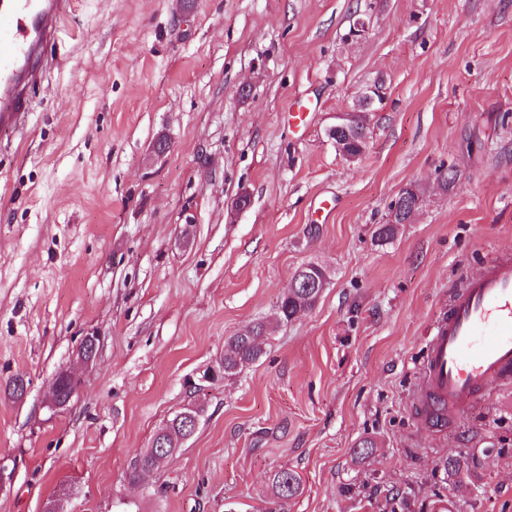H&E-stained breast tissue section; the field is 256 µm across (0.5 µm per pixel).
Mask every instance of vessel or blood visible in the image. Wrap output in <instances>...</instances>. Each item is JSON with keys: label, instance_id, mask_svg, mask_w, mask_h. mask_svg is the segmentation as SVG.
I'll use <instances>...</instances> for the list:
<instances>
[{"label": "vessel or blood", "instance_id": "b4317fda", "mask_svg": "<svg viewBox=\"0 0 512 512\" xmlns=\"http://www.w3.org/2000/svg\"><path fill=\"white\" fill-rule=\"evenodd\" d=\"M65 0H0V130L27 116ZM512 384V254H501L452 292L426 338L413 405L435 428L464 416L490 384Z\"/></svg>", "mask_w": 512, "mask_h": 512}]
</instances>
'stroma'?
I'll return each mask as SVG.
<instances>
[{
  "label": "stroma",
  "instance_id": "35a3bbf8",
  "mask_svg": "<svg viewBox=\"0 0 512 512\" xmlns=\"http://www.w3.org/2000/svg\"><path fill=\"white\" fill-rule=\"evenodd\" d=\"M63 25L0 136V512H512V392L441 431L411 405L450 291L512 252V0H71ZM377 83L347 162L328 128ZM411 184L420 211L376 245ZM309 262L330 275L316 306L206 384L196 432L130 481L190 379ZM63 370L79 389L52 410ZM391 202L389 206L390 218L386 222V224H379L375 228L373 232V240L378 246H383L392 243V241L396 238L399 230V226L401 224H406V211L401 214L397 212L394 214V208H398L400 205V198H398L395 203ZM275 495L280 500L293 498L300 489L298 475L290 470L277 472L273 479Z\"/></svg>",
  "mask_w": 512,
  "mask_h": 512
}]
</instances>
